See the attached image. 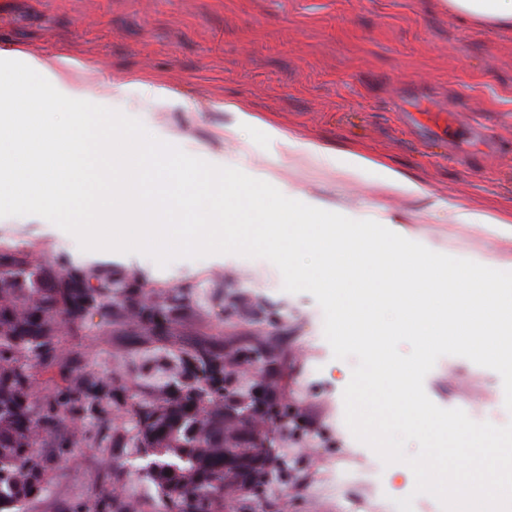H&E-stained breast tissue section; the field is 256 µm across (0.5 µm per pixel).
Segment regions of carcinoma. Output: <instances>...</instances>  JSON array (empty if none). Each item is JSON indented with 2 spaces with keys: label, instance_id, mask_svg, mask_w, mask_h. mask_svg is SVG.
Wrapping results in <instances>:
<instances>
[{
  "label": "carcinoma",
  "instance_id": "1",
  "mask_svg": "<svg viewBox=\"0 0 512 512\" xmlns=\"http://www.w3.org/2000/svg\"><path fill=\"white\" fill-rule=\"evenodd\" d=\"M112 287V277L92 267L72 266L54 275L0 243V504H13L10 512H22L21 505L45 491L58 458L73 444L66 422L94 418L104 441L111 430L109 406L126 404L122 379L77 375L56 347L63 327L112 306ZM123 294L138 336L163 334L185 298L180 288L148 296L134 284ZM230 357L224 362V353L205 344L180 347L168 358L186 377L130 405L138 417L132 445L150 459L145 477L163 502L162 512H226L229 503L237 505L234 512H249V501L288 475V461L278 452L257 460L260 426L225 435L224 411L240 393L238 367L280 362L278 345L243 344ZM37 371L57 373L62 384L33 398ZM49 438L56 439V451L40 450ZM118 485L119 477H112V487H102L73 512H149L148 502L121 497Z\"/></svg>",
  "mask_w": 512,
  "mask_h": 512
}]
</instances>
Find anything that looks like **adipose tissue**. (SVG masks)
I'll return each mask as SVG.
<instances>
[{
    "mask_svg": "<svg viewBox=\"0 0 512 512\" xmlns=\"http://www.w3.org/2000/svg\"><path fill=\"white\" fill-rule=\"evenodd\" d=\"M443 7L480 26L512 29V0H441ZM78 63L64 54L25 53L0 46V129L15 124L21 106L36 105L46 118L41 136L52 140L51 151L35 154L27 140L0 136V208H26L33 201L58 206L68 228L81 237L106 243L109 224H125L132 238L154 246L170 235L187 245H223L232 225H241L238 239L253 245H274L284 256L302 251L319 253V264L300 271V281L319 289L336 315V338L363 348L365 367L360 395L378 382L390 389L394 415L407 427L428 433L438 425L411 392L413 367L400 364L389 352L378 318L380 309H399L405 326L415 334L420 354L430 339L424 331L437 326L440 334L469 348L492 352L501 374L512 377V278L492 275L485 265H470L458 275L460 286L449 289L448 273L426 258L412 255L402 231L381 236L375 223L349 224L334 219L326 204L288 192H277L280 205L296 217L295 224L278 223L276 210L261 204L255 181L229 178L223 165L187 167L159 154L154 144L121 131L112 111L126 88L87 72L77 82L69 73ZM138 100L166 108L195 112V97L172 92L159 81L138 80ZM274 154L298 152L322 164H338L347 179L378 170L383 186L406 197L425 195V188L401 171L361 152L337 158L322 144L267 126ZM452 224H482L500 242L499 266L512 268V217L478 215L461 206L437 202ZM449 446L429 445L411 462V469L436 479L449 452L460 462L459 491L467 497L489 496L512 483V444L494 427L482 424L449 430Z\"/></svg>",
    "mask_w": 512,
    "mask_h": 512,
    "instance_id": "adipose-tissue-1",
    "label": "adipose tissue"
}]
</instances>
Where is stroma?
Segmentation results:
<instances>
[{"label":"stroma","instance_id":"obj_1","mask_svg":"<svg viewBox=\"0 0 512 512\" xmlns=\"http://www.w3.org/2000/svg\"><path fill=\"white\" fill-rule=\"evenodd\" d=\"M0 43L24 52H63L127 84L113 102L122 129L154 140L197 167L222 163L339 207L351 224L387 216L407 232L409 249L456 271L495 267L498 249L480 224H451L431 212L430 198L471 211L512 214V30L460 20L440 0H0ZM196 93L199 112H169L144 102L127 110L136 78ZM251 111L239 138L225 101ZM337 150H358L419 181L429 198L384 190L377 171L355 181L298 153L272 155L267 125ZM107 248L70 233L41 206L0 211V242L43 265H87L114 280L160 292L183 288L187 300L169 326L170 340L134 335L120 306L94 314L59 338L63 355L103 380L123 375L127 402L162 386L159 366L170 341L216 349L276 340L284 365L288 440L279 450L288 475L251 503L252 512H448L428 496L417 472L395 467L423 454L420 440L396 424L367 432L350 417L363 365L360 350L334 340L335 315L298 271L317 261L303 252L284 266L268 247L231 242L224 251L129 244L120 227ZM413 392L432 418L448 426L491 422L512 434V378L494 361L454 342L432 343L414 373ZM132 413L113 420L111 443H97L86 419L47 490L26 512L69 506L123 474L124 487L157 504L140 476L145 457L128 449ZM377 472L371 489L336 476L337 462Z\"/></svg>","mask_w":512,"mask_h":512}]
</instances>
